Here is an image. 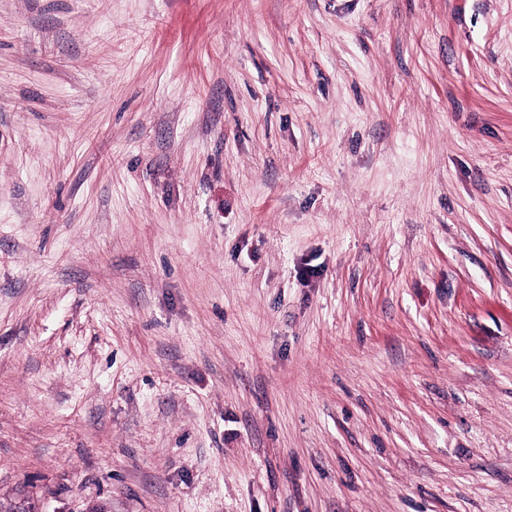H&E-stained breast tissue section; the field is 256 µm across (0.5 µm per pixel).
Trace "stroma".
Returning <instances> with one entry per match:
<instances>
[{"label": "stroma", "mask_w": 512, "mask_h": 512, "mask_svg": "<svg viewBox=\"0 0 512 512\" xmlns=\"http://www.w3.org/2000/svg\"><path fill=\"white\" fill-rule=\"evenodd\" d=\"M512 512V0H0V506Z\"/></svg>", "instance_id": "obj_1"}]
</instances>
